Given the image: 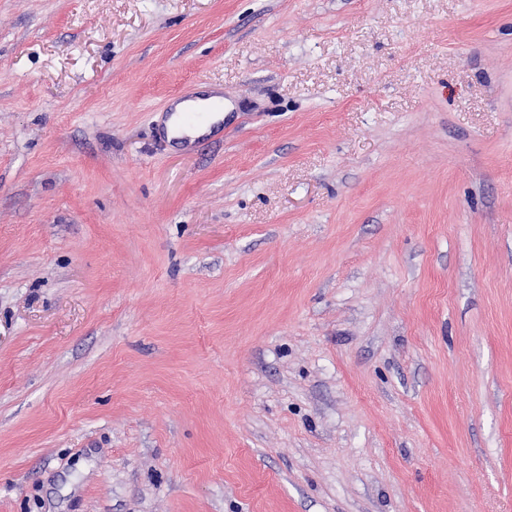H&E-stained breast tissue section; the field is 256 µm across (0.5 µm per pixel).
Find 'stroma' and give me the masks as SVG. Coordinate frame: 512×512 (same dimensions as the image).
<instances>
[{"mask_svg": "<svg viewBox=\"0 0 512 512\" xmlns=\"http://www.w3.org/2000/svg\"><path fill=\"white\" fill-rule=\"evenodd\" d=\"M0 512H512V0H0Z\"/></svg>", "mask_w": 512, "mask_h": 512, "instance_id": "obj_1", "label": "stroma"}]
</instances>
